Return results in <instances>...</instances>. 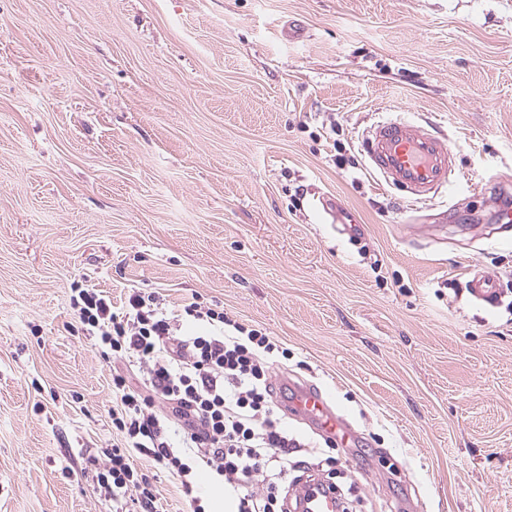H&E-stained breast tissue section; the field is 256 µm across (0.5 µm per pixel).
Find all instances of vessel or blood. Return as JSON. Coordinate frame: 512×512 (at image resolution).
<instances>
[{
  "instance_id": "b4317fda",
  "label": "vessel or blood",
  "mask_w": 512,
  "mask_h": 512,
  "mask_svg": "<svg viewBox=\"0 0 512 512\" xmlns=\"http://www.w3.org/2000/svg\"><path fill=\"white\" fill-rule=\"evenodd\" d=\"M362 148L368 166L382 177L385 185L416 203L431 200L448 185L458 168V148L446 134L436 126L425 127L402 118L378 120L366 127ZM322 207L333 222L346 225L348 231H357L356 217L347 208L328 198L323 199ZM468 288L479 300L489 304L497 301L496 282L487 275L473 274ZM289 388L286 410L343 447L356 444L357 434L351 424L319 387L293 381ZM296 501L299 512H340L341 509L335 491L315 479L297 487Z\"/></svg>"
}]
</instances>
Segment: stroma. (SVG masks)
I'll use <instances>...</instances> for the list:
<instances>
[{
	"label": "stroma",
	"mask_w": 512,
	"mask_h": 512,
	"mask_svg": "<svg viewBox=\"0 0 512 512\" xmlns=\"http://www.w3.org/2000/svg\"><path fill=\"white\" fill-rule=\"evenodd\" d=\"M438 126L462 174L407 209L364 129ZM497 174L501 188L473 193ZM356 210L352 237L320 196ZM512 0H0V512H112L113 360L90 279L224 310L287 348L360 432L286 419L348 512H512ZM497 285L476 301L471 273ZM139 466L160 512L218 479Z\"/></svg>",
	"instance_id": "stroma-1"
}]
</instances>
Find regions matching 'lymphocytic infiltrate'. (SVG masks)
Segmentation results:
<instances>
[{
    "instance_id": "1",
    "label": "lymphocytic infiltrate",
    "mask_w": 512,
    "mask_h": 512,
    "mask_svg": "<svg viewBox=\"0 0 512 512\" xmlns=\"http://www.w3.org/2000/svg\"><path fill=\"white\" fill-rule=\"evenodd\" d=\"M71 307L85 335L144 381L138 390L113 372L120 442L89 459L93 489L112 512H159V490L138 468L141 459L176 474L187 490L199 471L215 473L236 493V512H279L297 443L272 399L269 336L198 302L166 307L135 289L117 308L103 290L77 288ZM187 322L202 332L183 333Z\"/></svg>"
}]
</instances>
